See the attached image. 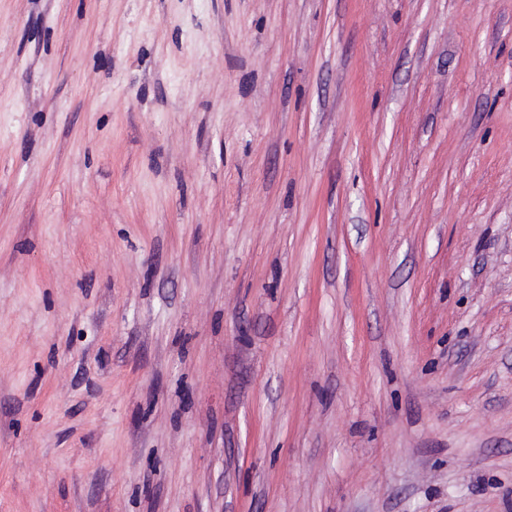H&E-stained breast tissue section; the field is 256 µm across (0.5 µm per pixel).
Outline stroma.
<instances>
[{"instance_id":"35a3bbf8","label":"stroma","mask_w":512,"mask_h":512,"mask_svg":"<svg viewBox=\"0 0 512 512\" xmlns=\"http://www.w3.org/2000/svg\"><path fill=\"white\" fill-rule=\"evenodd\" d=\"M0 512H512V0H0Z\"/></svg>"}]
</instances>
